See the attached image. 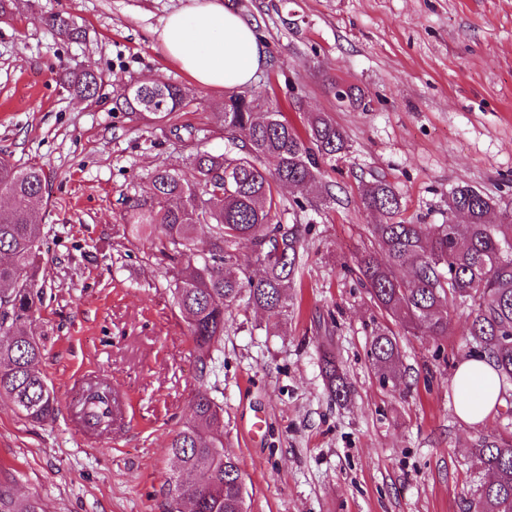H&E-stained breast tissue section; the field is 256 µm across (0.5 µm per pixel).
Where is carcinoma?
<instances>
[{"mask_svg": "<svg viewBox=\"0 0 512 512\" xmlns=\"http://www.w3.org/2000/svg\"><path fill=\"white\" fill-rule=\"evenodd\" d=\"M46 23L59 35L78 40L82 30L73 19L51 15ZM101 76L93 69L70 72L63 87L92 99ZM185 101L183 91L168 83L132 86L123 106L166 119ZM254 94L234 92L215 109L224 130L240 139L237 152L198 151L181 171L156 170L148 186L126 199L125 224L131 234L157 241L172 265L169 283L187 324L200 370L221 351L230 308L245 302L267 314L275 325L285 312L288 290L302 276L306 224L285 226L279 187L289 183L306 191L291 204L294 216L318 209L325 198L322 164L347 151L344 132L329 117L315 114L301 136L281 112H258ZM265 159L274 170L261 168ZM49 194L43 169L0 158V196L11 206L0 209V399L14 404L35 423L58 410V399L41 369L43 348L31 326L43 304L39 283L44 245L36 211ZM363 207L380 216L367 227L371 248L358 261L370 301L407 331L443 336L448 308H471L467 336L471 349L486 356L502 382L512 385V212L491 222L496 203L481 190L458 184L448 190V223L419 224L403 217L400 194L383 178L361 182ZM209 233L208 251L196 245L197 232ZM252 244L262 275L254 278L233 262V247ZM374 367L385 380L401 377L397 333L388 325L375 329L370 343ZM322 376L330 396L344 401L347 377L335 355L321 356ZM108 398L93 395L82 406L95 428H108ZM169 451L179 466L167 480L168 498L189 500L195 512H245V495L237 483L238 460L224 454V405L199 391L192 414L174 432ZM488 480L468 507L477 512H512V437L482 436L474 443ZM0 512H40L35 499L17 502L0 492Z\"/></svg>", "mask_w": 512, "mask_h": 512, "instance_id": "carcinoma-1", "label": "carcinoma"}]
</instances>
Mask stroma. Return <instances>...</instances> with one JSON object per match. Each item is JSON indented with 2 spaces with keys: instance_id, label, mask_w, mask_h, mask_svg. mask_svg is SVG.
I'll list each match as a JSON object with an SVG mask.
<instances>
[{
  "instance_id": "stroma-1",
  "label": "stroma",
  "mask_w": 512,
  "mask_h": 512,
  "mask_svg": "<svg viewBox=\"0 0 512 512\" xmlns=\"http://www.w3.org/2000/svg\"><path fill=\"white\" fill-rule=\"evenodd\" d=\"M188 2L12 0L0 17V157L38 165L49 181L32 331L59 400L39 423L0 401V486L43 512H165L167 444L205 390L224 405L247 512H463L485 479L472 444L504 433L506 404L476 424L456 412L465 308L444 337L400 333L403 381L380 378L369 348L386 318L353 271L379 217L359 185L385 178L404 217L428 224L444 222L458 183L512 210V0H224L264 49L248 92L302 134L310 116L328 114L349 149L323 166L336 200L306 214L302 284L286 315L270 328L262 311L234 307L205 368L167 288L168 260L123 220L125 199L156 169L229 146L214 115L225 91L200 88L158 39ZM57 13L84 38L49 27ZM84 68L103 77L96 99L61 83ZM146 81L180 86L185 105L162 122L116 109ZM336 81L358 88L361 103L339 104ZM326 348L347 376L342 402L323 381ZM85 371L129 398L125 426L89 438L74 428Z\"/></svg>"
}]
</instances>
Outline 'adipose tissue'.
Masks as SVG:
<instances>
[{"instance_id":"obj_1","label":"adipose tissue","mask_w":512,"mask_h":512,"mask_svg":"<svg viewBox=\"0 0 512 512\" xmlns=\"http://www.w3.org/2000/svg\"><path fill=\"white\" fill-rule=\"evenodd\" d=\"M158 38L165 53L203 89L244 88L263 59L253 25L225 9L222 0H192L165 18ZM454 391L457 413L470 423L485 420L501 394L495 370L480 356L458 366Z\"/></svg>"}]
</instances>
